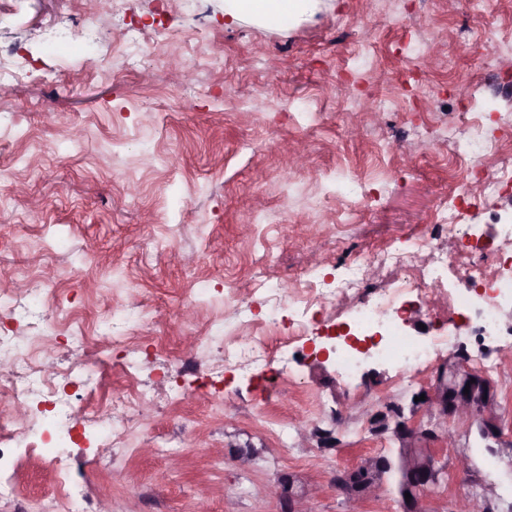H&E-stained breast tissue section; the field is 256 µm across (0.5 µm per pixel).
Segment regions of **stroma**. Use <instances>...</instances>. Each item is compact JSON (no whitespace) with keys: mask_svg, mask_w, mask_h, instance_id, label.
I'll list each match as a JSON object with an SVG mask.
<instances>
[{"mask_svg":"<svg viewBox=\"0 0 512 512\" xmlns=\"http://www.w3.org/2000/svg\"><path fill=\"white\" fill-rule=\"evenodd\" d=\"M66 16L94 20L90 51L61 38ZM476 25L469 0H315L285 28L229 19L224 0H124L117 11L108 0H0V49L25 75L0 83V195L11 200L0 211V293L19 297L24 266L87 330L137 307V350L115 344L92 370V398L155 394L122 451L71 428L67 474L48 466L40 431L31 447L6 449L0 477L31 497L1 490L0 512H36L65 485L81 512H281L266 489L288 474L320 486L312 512H346L332 478L389 449L370 422L386 397L410 406L459 353L512 346L506 322L482 339L475 317L449 314L445 290L470 285L451 270L403 329L425 341L454 322L453 347L405 369L371 356L349 380L331 348L356 295L310 309L304 336L284 345L287 313L270 319L255 290L268 277L286 300L311 277L336 287L432 224L465 166L512 168V0H497L484 38ZM384 98L393 109H378ZM477 122L497 151L463 152ZM297 150L306 164L287 167ZM352 174L367 178L363 199L334 196L336 178ZM509 221L511 192L456 218L459 233L476 225L477 252L498 249ZM0 321L21 339L49 337L37 355L46 373L62 353L79 355L54 321L34 326L8 309ZM190 324L200 336L226 326L260 337L268 360L225 367L219 345L185 350ZM497 363L500 436L472 428L455 446L433 442L448 472L435 512L488 484L492 512H512V359ZM301 419L333 431L337 447H303ZM240 450L250 469L238 467Z\"/></svg>","mask_w":512,"mask_h":512,"instance_id":"1","label":"stroma"}]
</instances>
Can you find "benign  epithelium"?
I'll return each mask as SVG.
<instances>
[{"label":"benign epithelium","mask_w":512,"mask_h":512,"mask_svg":"<svg viewBox=\"0 0 512 512\" xmlns=\"http://www.w3.org/2000/svg\"><path fill=\"white\" fill-rule=\"evenodd\" d=\"M460 363L454 362L446 365L437 376L432 392L427 394L425 400L419 402V412L427 416L428 428L422 426L411 427L398 404L391 397L386 403L393 405L397 411L393 413L394 426L408 434L409 446L404 449V466L410 471L424 473V481L432 480L437 475L436 464L439 460L430 448L420 445V439L436 437L456 444L458 430L470 428L475 424L486 425L494 403L482 394L471 393L455 396L452 406L441 405L437 395L444 394L448 387L459 389L458 382L462 377L459 372ZM298 434L303 445L309 447L312 442L321 446H335V437L326 432H317L303 422H298ZM335 484L344 497L348 512H358V506L375 497L379 493V480L371 463L366 462L353 468L339 472L335 476ZM317 488L314 483L305 481L302 487H297L295 480L280 476L267 487V495L280 501L282 512H311Z\"/></svg>","instance_id":"obj_1"}]
</instances>
